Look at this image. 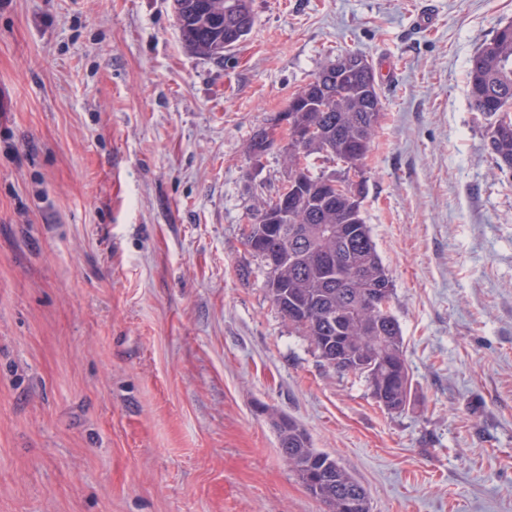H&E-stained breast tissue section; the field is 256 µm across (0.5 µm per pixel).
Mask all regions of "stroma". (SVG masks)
<instances>
[{
    "mask_svg": "<svg viewBox=\"0 0 512 512\" xmlns=\"http://www.w3.org/2000/svg\"><path fill=\"white\" fill-rule=\"evenodd\" d=\"M252 10L208 59L173 0H0V512H325L280 414L370 512H512V174L467 96L512 0ZM348 53L382 103L362 213L412 376L400 412L323 363L244 245L288 179L252 136Z\"/></svg>",
    "mask_w": 512,
    "mask_h": 512,
    "instance_id": "obj_1",
    "label": "stroma"
}]
</instances>
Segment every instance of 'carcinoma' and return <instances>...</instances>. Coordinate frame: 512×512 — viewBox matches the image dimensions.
Masks as SVG:
<instances>
[{
	"label": "carcinoma",
	"mask_w": 512,
	"mask_h": 512,
	"mask_svg": "<svg viewBox=\"0 0 512 512\" xmlns=\"http://www.w3.org/2000/svg\"><path fill=\"white\" fill-rule=\"evenodd\" d=\"M219 2L222 13L213 21V0H174L184 47L214 59L224 58L253 26L251 0ZM351 58L345 70L324 67L301 89L306 102L291 117L313 133L284 155L294 206L281 209L278 195L263 201L245 245L264 264L271 302L320 358L365 378L377 401L398 412L409 404L412 384L402 331L390 311L393 280L363 217V198L326 185L331 176L343 181L364 167L381 118L373 69L362 55ZM467 87L472 108L496 117L487 147L498 170L512 171V24L497 28L470 58ZM320 157L341 162L343 170L313 172ZM268 209L277 219H266ZM275 426L288 467L327 512H370L362 484L334 456L313 448L295 419L280 416Z\"/></svg>",
	"instance_id": "1"
}]
</instances>
